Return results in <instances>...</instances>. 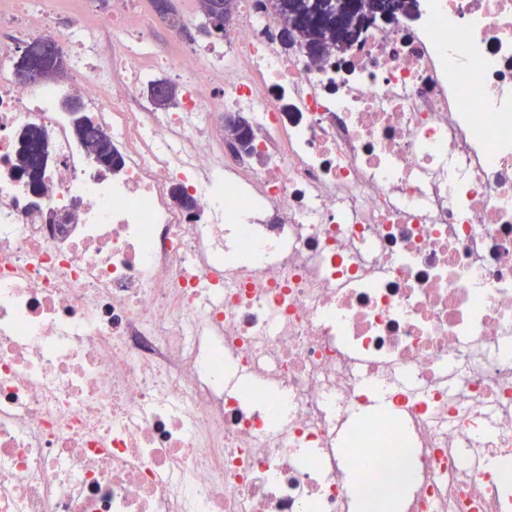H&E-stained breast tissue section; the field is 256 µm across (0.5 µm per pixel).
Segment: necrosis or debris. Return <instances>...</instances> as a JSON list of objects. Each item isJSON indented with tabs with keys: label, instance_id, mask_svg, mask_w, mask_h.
Returning <instances> with one entry per match:
<instances>
[{
	"label": "necrosis or debris",
	"instance_id": "obj_1",
	"mask_svg": "<svg viewBox=\"0 0 512 512\" xmlns=\"http://www.w3.org/2000/svg\"><path fill=\"white\" fill-rule=\"evenodd\" d=\"M239 5L193 44L149 0H0V512H349L370 464L404 512H512V0H418L318 62ZM44 39L66 87L16 79ZM76 133L85 140L86 145L93 149L100 166L112 170L121 164V155L112 146L111 139L105 133L92 127L88 118L77 126ZM19 140L21 147L15 157V170L20 174H25V177H28L33 184L44 189L38 179V174L43 167L39 161V155L45 145V133L38 127H28L20 133Z\"/></svg>",
	"mask_w": 512,
	"mask_h": 512
}]
</instances>
